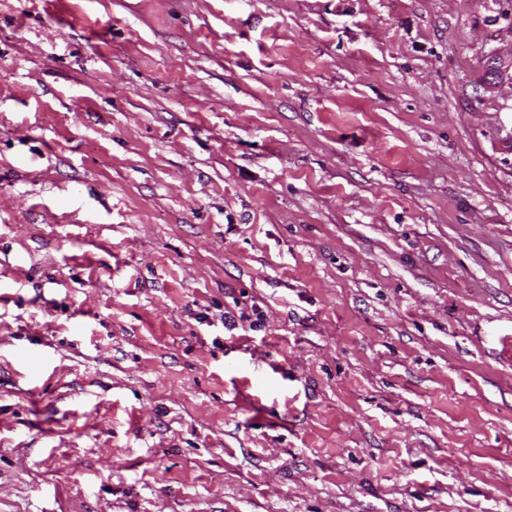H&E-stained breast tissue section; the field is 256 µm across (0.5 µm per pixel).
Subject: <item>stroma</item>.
<instances>
[{"label": "stroma", "instance_id": "35a3bbf8", "mask_svg": "<svg viewBox=\"0 0 512 512\" xmlns=\"http://www.w3.org/2000/svg\"><path fill=\"white\" fill-rule=\"evenodd\" d=\"M512 0H0V512H512Z\"/></svg>", "mask_w": 512, "mask_h": 512}]
</instances>
